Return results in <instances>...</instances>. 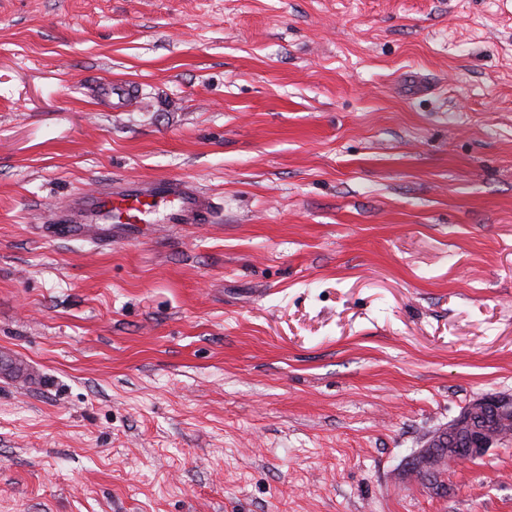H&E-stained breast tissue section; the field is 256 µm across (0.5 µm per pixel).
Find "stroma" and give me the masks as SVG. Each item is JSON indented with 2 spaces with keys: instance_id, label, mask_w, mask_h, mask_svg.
I'll list each match as a JSON object with an SVG mask.
<instances>
[{
  "instance_id": "stroma-1",
  "label": "stroma",
  "mask_w": 512,
  "mask_h": 512,
  "mask_svg": "<svg viewBox=\"0 0 512 512\" xmlns=\"http://www.w3.org/2000/svg\"><path fill=\"white\" fill-rule=\"evenodd\" d=\"M131 105L100 103V82ZM181 176L213 222L51 217ZM0 512H512V0H0ZM482 404H487L489 406L481 410L480 413H476L474 415L467 414L463 417V419L460 420L456 428H458L460 425L461 427H459L456 432L449 436L448 448H455V452L458 453H469L473 455V453H470L469 451L476 452L480 448H478L476 443L469 438L467 427L470 421H472L475 426L486 430L488 424L496 421L499 416L500 419H503L504 416L511 419L512 413L509 410H505V405L497 402H484ZM498 410L500 414L498 413ZM473 445H475L476 448H472Z\"/></svg>"
}]
</instances>
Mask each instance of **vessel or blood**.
<instances>
[{"instance_id":"1","label":"vessel or blood","mask_w":512,"mask_h":512,"mask_svg":"<svg viewBox=\"0 0 512 512\" xmlns=\"http://www.w3.org/2000/svg\"><path fill=\"white\" fill-rule=\"evenodd\" d=\"M215 201L193 181L179 176L113 178L94 190L69 196L52 221L61 233L86 238L102 231L137 234L151 224H206Z\"/></svg>"}]
</instances>
